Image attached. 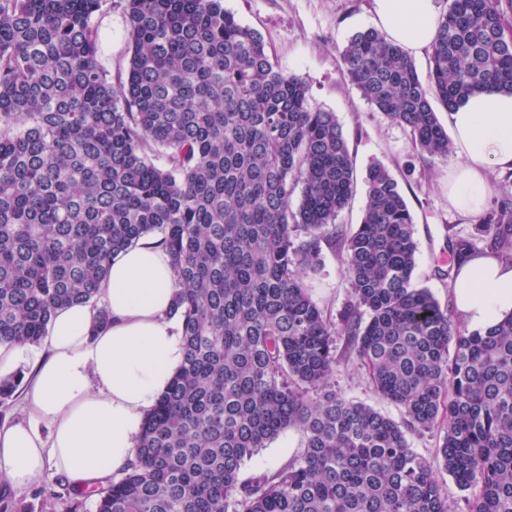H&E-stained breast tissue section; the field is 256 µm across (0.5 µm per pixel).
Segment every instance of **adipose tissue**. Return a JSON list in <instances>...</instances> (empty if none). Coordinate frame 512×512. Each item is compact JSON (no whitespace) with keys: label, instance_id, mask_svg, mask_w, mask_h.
Listing matches in <instances>:
<instances>
[{"label":"adipose tissue","instance_id":"adipose-tissue-1","mask_svg":"<svg viewBox=\"0 0 512 512\" xmlns=\"http://www.w3.org/2000/svg\"><path fill=\"white\" fill-rule=\"evenodd\" d=\"M439 0H374V22L407 54L428 50ZM455 164L448 201L480 216L491 170L512 171V95L487 91L449 113ZM173 270L166 250L144 237L114 257L99 308L59 309L48 325L45 357L26 395L28 422L0 427V473L16 487L64 473L81 486L124 473L134 460L146 414L184 359L181 323L172 316ZM453 305L469 331H486L512 314V263L490 254L463 261Z\"/></svg>","mask_w":512,"mask_h":512}]
</instances>
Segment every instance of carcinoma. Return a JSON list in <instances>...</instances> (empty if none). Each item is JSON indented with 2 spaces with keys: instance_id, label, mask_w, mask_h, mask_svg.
Returning a JSON list of instances; mask_svg holds the SVG:
<instances>
[{
  "instance_id": "1",
  "label": "carcinoma",
  "mask_w": 512,
  "mask_h": 512,
  "mask_svg": "<svg viewBox=\"0 0 512 512\" xmlns=\"http://www.w3.org/2000/svg\"><path fill=\"white\" fill-rule=\"evenodd\" d=\"M506 4L450 0L425 81L375 29L343 49V77L446 159L431 98L512 94ZM119 6L132 55L114 81L94 21L112 0H0V342L36 345L57 310L97 304L112 258L150 233L174 272L184 363L97 512H448L440 468L468 512H512V315L465 333L415 286L413 217L383 165L358 228L336 232L355 184L336 115L223 0ZM478 241L512 261V196L448 238L453 260ZM324 243L349 281L337 322L306 284ZM339 333L402 421L330 388ZM438 423L431 461L407 433ZM286 430L294 460L242 479Z\"/></svg>"
}]
</instances>
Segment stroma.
Returning <instances> with one entry per match:
<instances>
[{
  "mask_svg": "<svg viewBox=\"0 0 512 512\" xmlns=\"http://www.w3.org/2000/svg\"><path fill=\"white\" fill-rule=\"evenodd\" d=\"M226 10L263 38L276 65L302 77L309 86L312 108L335 113L348 141L356 169V186L349 206L336 219L351 232L360 224L366 202L364 177L368 168L384 165L403 192L414 219L418 259L413 279L430 291L441 308L452 305V282L435 271L452 261L447 238L471 237L475 222L448 201V174L453 159L420 153L409 130L376 110L342 76L341 51L351 37L373 28V0H224ZM102 59L113 77L125 75L130 54L127 26L120 8L99 15ZM320 271L307 285L313 300L331 315H339L350 299L349 285L337 252L322 249ZM332 389L346 399L371 406L393 420L401 409L375 390L348 337L336 338ZM300 450L297 432L288 430L270 441L243 467L242 478L274 472ZM97 499L75 495L71 483L55 475L40 484L17 488L0 480V508L7 512H97Z\"/></svg>",
  "mask_w": 512,
  "mask_h": 512,
  "instance_id": "obj_1",
  "label": "stroma"
}]
</instances>
